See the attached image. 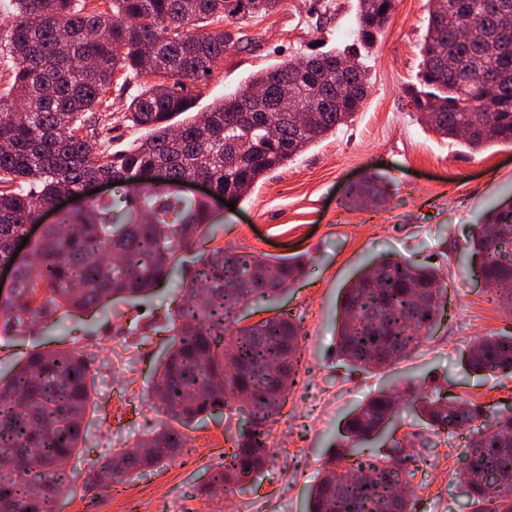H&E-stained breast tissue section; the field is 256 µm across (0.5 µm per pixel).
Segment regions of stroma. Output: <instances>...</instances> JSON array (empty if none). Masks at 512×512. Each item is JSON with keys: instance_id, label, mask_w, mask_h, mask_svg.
<instances>
[{"instance_id": "stroma-1", "label": "stroma", "mask_w": 512, "mask_h": 512, "mask_svg": "<svg viewBox=\"0 0 512 512\" xmlns=\"http://www.w3.org/2000/svg\"><path fill=\"white\" fill-rule=\"evenodd\" d=\"M322 3L281 0L275 13L250 19L251 43L227 52L208 80L192 85L197 110L274 61L352 43L356 0H332L327 12ZM429 8L430 0H396L386 28L364 54L369 92L354 120L265 177L234 207L212 200L217 235L201 241L181 266L179 280H189L199 253L215 245L306 262L305 275L278 299L250 307L252 320L286 313L302 330L298 383L270 425L273 463L252 485L204 494L212 470L232 451L239 426L235 415L217 414L185 428L186 444L175 457L112 490L78 487L75 496L60 501V512H181L199 494L204 512H253L259 501L264 512H308L310 491L324 473L326 456L342 441L346 417L390 384L412 381L443 397L465 398L483 407L485 424L512 406V374L464 369L476 341L512 332V315L492 300L471 258L481 224L512 201V148L474 153L420 120L411 96L419 87V43ZM138 91L133 79L112 88L111 150L127 148L138 136L123 118L126 102ZM372 175L384 180L383 197L349 202L347 186ZM385 253L438 269L447 286L445 310L410 355L386 368L358 370L337 355L336 308L343 288ZM174 307L171 286L160 285L78 321L66 316L52 329L0 335V375L36 351L70 346L97 354L82 441L69 462L76 473L170 425L148 393ZM471 440L467 433H433L405 401L392 426L366 442L365 451L399 446L412 456L407 491L413 512H471L460 472Z\"/></svg>"}]
</instances>
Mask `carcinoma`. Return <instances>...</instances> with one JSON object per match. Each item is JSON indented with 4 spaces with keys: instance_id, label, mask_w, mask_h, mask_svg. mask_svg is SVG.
Here are the masks:
<instances>
[{
    "instance_id": "cac0c4a2",
    "label": "carcinoma",
    "mask_w": 512,
    "mask_h": 512,
    "mask_svg": "<svg viewBox=\"0 0 512 512\" xmlns=\"http://www.w3.org/2000/svg\"><path fill=\"white\" fill-rule=\"evenodd\" d=\"M280 0H9L0 37L9 85L0 90V264L15 267L12 295L0 299V333L25 336L56 323L59 312L99 311L109 298H136L172 281L182 254L213 228L207 201L182 190L209 181L238 200L269 172L288 166L311 145L353 120L368 86L354 50L290 59L250 76L239 91L202 116L190 114L189 85L208 79L224 53L250 38L247 21L269 15ZM395 0H358L356 37L372 45ZM481 28L471 43L458 37L465 19ZM235 26L224 29V24ZM422 90L416 111L439 136L471 151L512 146V0H437L420 43ZM350 58L354 68L340 62ZM140 81L126 118L147 134L131 148L106 147L109 97L116 75ZM306 110L303 125L277 111L282 87ZM184 116L179 127L173 120ZM278 124L272 139L268 124ZM160 167L148 183L138 171ZM112 186L107 199L84 201L48 224L32 244H15L39 211L65 197H84L92 182ZM370 177L347 189L349 199L381 196ZM481 271L499 303L512 312V204L473 240ZM306 272L300 257L235 253L214 247L200 256L183 300L171 316L170 340L156 370L152 397L166 415L193 421L247 403L255 424L238 430L224 466L207 488L260 477L272 458L268 423L280 415L297 382L300 328L287 314L245 324L240 306L271 301ZM445 285L431 267L413 268L383 255L347 288L337 323L338 354L354 368L385 367L414 350L436 325ZM97 355L81 350L35 352L0 381V512H59L73 494L67 461L82 439ZM478 373L512 371V334L487 336L468 355ZM430 429L472 428L483 410L467 400H441L407 386ZM392 390L379 391L352 414L346 441L313 487L309 512H412L398 488L410 457H379L360 443L381 433L395 414ZM185 435L167 427L147 451L123 450L95 461L84 483L115 488L132 472L173 457ZM466 485L475 512L512 500V408L501 411L468 449Z\"/></svg>"
}]
</instances>
